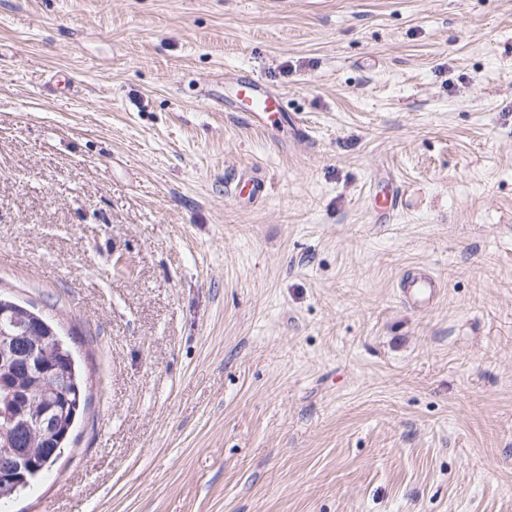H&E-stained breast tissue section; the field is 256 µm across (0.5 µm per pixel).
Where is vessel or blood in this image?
Returning a JSON list of instances; mask_svg holds the SVG:
<instances>
[{"mask_svg": "<svg viewBox=\"0 0 512 512\" xmlns=\"http://www.w3.org/2000/svg\"><path fill=\"white\" fill-rule=\"evenodd\" d=\"M224 109L247 113L251 120L271 131L278 130L282 118L278 96L254 74L233 78L229 92L224 95ZM265 189L263 180L242 176L235 183L234 195L254 202L264 196ZM440 293V283L426 271L413 272L401 281L402 301L419 310L432 308Z\"/></svg>", "mask_w": 512, "mask_h": 512, "instance_id": "1", "label": "vessel or blood"}]
</instances>
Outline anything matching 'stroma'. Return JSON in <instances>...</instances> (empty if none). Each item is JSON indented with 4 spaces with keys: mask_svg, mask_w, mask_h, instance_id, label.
Listing matches in <instances>:
<instances>
[{
    "mask_svg": "<svg viewBox=\"0 0 512 512\" xmlns=\"http://www.w3.org/2000/svg\"><path fill=\"white\" fill-rule=\"evenodd\" d=\"M0 295L86 396L6 512H512V0H0ZM230 91L224 93V109L247 112L251 120L267 130L278 131L282 118L278 96L258 75L233 78ZM265 189L263 180L252 176H240L235 182L234 195L235 198L255 202L265 195ZM438 280L427 271H416L401 280L400 297L402 301L415 309H430L441 293ZM46 322L54 331L53 336L57 337L59 346L61 347L60 351L56 347H53L49 356L52 357V359L56 360L58 363H60L64 367L67 365V363H68L67 360L69 359L72 380H71V387H70L69 391L67 392L64 402H63V407L65 409H67V411L64 414L62 428L66 424L69 423L70 418L73 419L72 426L74 427L80 414H82V412L84 410L83 392H82L80 380L78 377L75 360H74L70 350L60 339L55 326L52 323H50L49 321H46ZM73 427L71 428L67 438L65 440H63L61 443H59V439L55 435H53L52 439L48 441L49 442L48 443V448H49L48 452L42 455L41 463L39 464V466L36 470H34L33 472H27V474H26L27 483L24 486L19 487L16 490H11L9 488V483L0 482V500L10 498L11 496L15 495L20 490L28 487L33 481H35L40 476V474L45 469H47L48 467L51 466V464L60 456V454L64 450L65 445H66L67 440L72 432Z\"/></svg>",
    "mask_w": 512,
    "mask_h": 512,
    "instance_id": "obj_1",
    "label": "stroma"
}]
</instances>
